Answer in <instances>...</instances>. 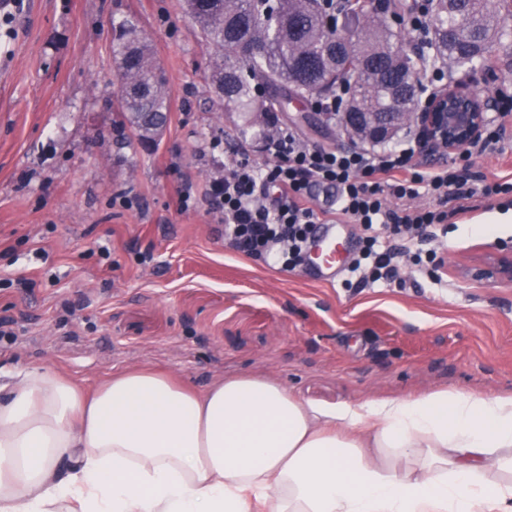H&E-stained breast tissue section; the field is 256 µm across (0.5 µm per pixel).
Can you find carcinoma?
Returning a JSON list of instances; mask_svg holds the SVG:
<instances>
[{
	"label": "carcinoma",
	"mask_w": 512,
	"mask_h": 512,
	"mask_svg": "<svg viewBox=\"0 0 512 512\" xmlns=\"http://www.w3.org/2000/svg\"><path fill=\"white\" fill-rule=\"evenodd\" d=\"M507 0H452L432 17L437 57L476 71L493 48L512 45V26L502 17ZM203 37L215 47L212 84L224 107L257 122L267 112H286L347 85L358 112H406L419 81L400 36L385 22L388 8L404 0L357 6L365 17L343 36L324 22L318 0H184ZM119 105L114 129L131 130L140 142L163 132L169 93L139 21L126 17L114 29Z\"/></svg>",
	"instance_id": "cac0c4a2"
}]
</instances>
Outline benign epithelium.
<instances>
[{
    "instance_id": "benign-epithelium-1",
    "label": "benign epithelium",
    "mask_w": 512,
    "mask_h": 512,
    "mask_svg": "<svg viewBox=\"0 0 512 512\" xmlns=\"http://www.w3.org/2000/svg\"><path fill=\"white\" fill-rule=\"evenodd\" d=\"M492 109L487 92L453 85L429 94L422 106L409 112H344L339 124L344 136L369 144L391 139L401 128L414 126L421 155L428 158L462 151L482 132ZM470 275L476 280L511 284L512 247L495 248Z\"/></svg>"
}]
</instances>
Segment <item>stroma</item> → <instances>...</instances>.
<instances>
[{"mask_svg": "<svg viewBox=\"0 0 512 512\" xmlns=\"http://www.w3.org/2000/svg\"><path fill=\"white\" fill-rule=\"evenodd\" d=\"M129 14L170 93L151 146L112 127V28ZM212 57L183 0H24L0 21V319L11 328L0 374L44 368L92 390L147 367L199 391L253 375L327 407L435 389L512 395V286L466 275L512 246V201L448 225L425 243L445 266L404 263L397 284L318 283L235 251L206 205H176L233 146L269 160L262 124L218 104ZM277 118L309 144H348L310 104Z\"/></svg>", "mask_w": 512, "mask_h": 512, "instance_id": "1", "label": "stroma"}]
</instances>
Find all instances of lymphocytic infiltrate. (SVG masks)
I'll return each mask as SVG.
<instances>
[{"instance_id":"obj_1","label":"lymphocytic infiltrate","mask_w":512,"mask_h":512,"mask_svg":"<svg viewBox=\"0 0 512 512\" xmlns=\"http://www.w3.org/2000/svg\"><path fill=\"white\" fill-rule=\"evenodd\" d=\"M494 100L493 113L460 165H425L412 135L382 150L325 148L281 128L266 141L271 162L259 164L235 151L204 193L185 187L178 204L185 208L204 197L232 247L288 269L301 265L314 224L331 216L359 225L365 237L353 273L362 283L392 282L398 277V251L385 246V235L401 237L403 249L412 250L437 226L468 211L471 201L512 192L511 179L490 180L469 172L473 159L502 146L512 119V91L497 88ZM319 186L335 188L332 210L312 206Z\"/></svg>"}]
</instances>
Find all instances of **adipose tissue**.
Wrapping results in <instances>:
<instances>
[{"label":"adipose tissue","mask_w":512,"mask_h":512,"mask_svg":"<svg viewBox=\"0 0 512 512\" xmlns=\"http://www.w3.org/2000/svg\"><path fill=\"white\" fill-rule=\"evenodd\" d=\"M0 512H512V396L329 409L250 375L88 394L26 369L0 396Z\"/></svg>","instance_id":"obj_1"}]
</instances>
